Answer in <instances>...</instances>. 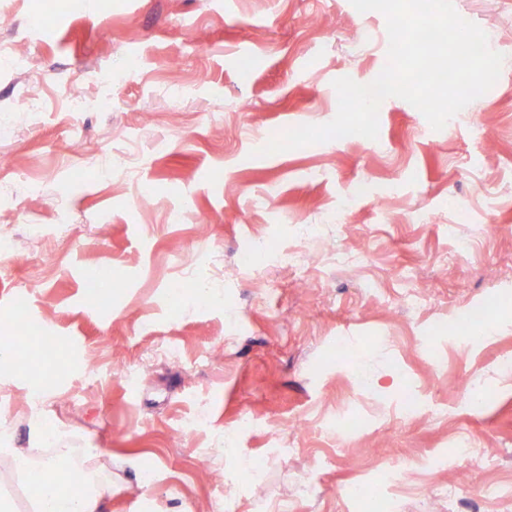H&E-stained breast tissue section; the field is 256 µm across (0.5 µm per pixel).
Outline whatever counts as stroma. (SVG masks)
Masks as SVG:
<instances>
[{
	"label": "stroma",
	"instance_id": "1",
	"mask_svg": "<svg viewBox=\"0 0 512 512\" xmlns=\"http://www.w3.org/2000/svg\"><path fill=\"white\" fill-rule=\"evenodd\" d=\"M453 3L504 61L443 129L389 97L377 139L260 157L272 136L335 117V79L379 75L382 13L0 0V42L24 59L0 66V231L16 256L0 267V336L18 321L28 336L0 371V441L33 448L55 427L97 449L112 461L105 512H372L345 491L373 465L403 472L391 512H512V0ZM356 183L368 196L350 197ZM310 225L296 266L269 262ZM254 238L267 251L245 273ZM93 284L109 305L88 304ZM489 301L490 336L463 341L455 317ZM472 387L490 398L478 411ZM408 396L419 414L402 412ZM346 416L364 428H337ZM194 418L204 428L184 432ZM466 444L486 468L451 462ZM480 484L502 493L463 501Z\"/></svg>",
	"mask_w": 512,
	"mask_h": 512
}]
</instances>
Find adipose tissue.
Wrapping results in <instances>:
<instances>
[{
  "label": "adipose tissue",
  "instance_id": "obj_1",
  "mask_svg": "<svg viewBox=\"0 0 512 512\" xmlns=\"http://www.w3.org/2000/svg\"><path fill=\"white\" fill-rule=\"evenodd\" d=\"M105 469L92 448L80 457L70 448H0V473L19 471L28 482L42 485L35 512H103ZM57 471L79 472L81 480L59 486L53 478Z\"/></svg>",
  "mask_w": 512,
  "mask_h": 512
}]
</instances>
